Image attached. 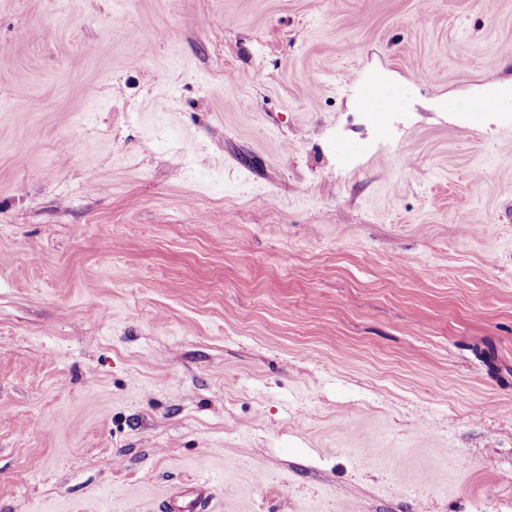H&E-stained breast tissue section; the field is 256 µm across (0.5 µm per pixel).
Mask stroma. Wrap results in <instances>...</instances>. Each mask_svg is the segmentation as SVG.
Here are the masks:
<instances>
[{
  "label": "stroma",
  "mask_w": 512,
  "mask_h": 512,
  "mask_svg": "<svg viewBox=\"0 0 512 512\" xmlns=\"http://www.w3.org/2000/svg\"><path fill=\"white\" fill-rule=\"evenodd\" d=\"M505 85L512 0H0V512H512Z\"/></svg>",
  "instance_id": "1"
}]
</instances>
